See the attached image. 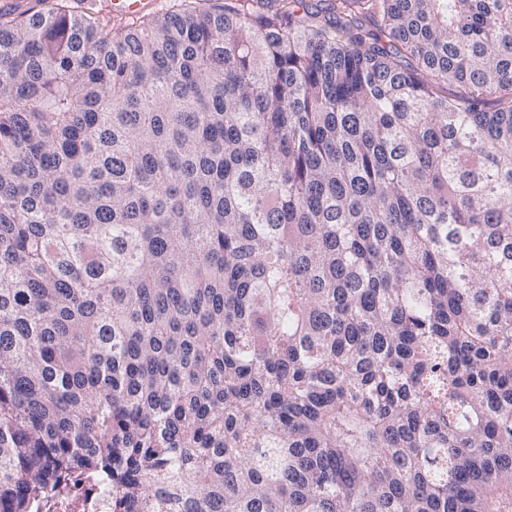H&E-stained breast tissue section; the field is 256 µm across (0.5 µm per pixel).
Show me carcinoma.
Returning <instances> with one entry per match:
<instances>
[{
    "mask_svg": "<svg viewBox=\"0 0 512 512\" xmlns=\"http://www.w3.org/2000/svg\"><path fill=\"white\" fill-rule=\"evenodd\" d=\"M77 479L512 512V0L0 12V512Z\"/></svg>",
    "mask_w": 512,
    "mask_h": 512,
    "instance_id": "cac0c4a2",
    "label": "carcinoma"
}]
</instances>
